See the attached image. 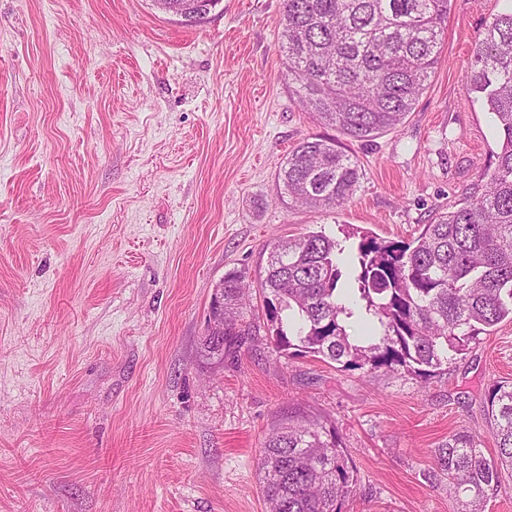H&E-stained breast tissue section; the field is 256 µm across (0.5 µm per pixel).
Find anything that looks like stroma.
<instances>
[{"instance_id": "1", "label": "stroma", "mask_w": 512, "mask_h": 512, "mask_svg": "<svg viewBox=\"0 0 512 512\" xmlns=\"http://www.w3.org/2000/svg\"><path fill=\"white\" fill-rule=\"evenodd\" d=\"M284 0H219L198 24L152 0H0V512H265L278 423L339 436L342 512H458L424 476L465 430L496 441L486 394L512 381V323L447 374L342 370L253 334L202 358L226 273L269 245L353 227L409 242L483 188L500 150L465 73L503 0H450L439 62L395 129L354 141L303 112L278 51ZM322 137L364 173L337 209L289 203L278 174Z\"/></svg>"}]
</instances>
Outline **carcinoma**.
Returning <instances> with one entry per match:
<instances>
[{"mask_svg": "<svg viewBox=\"0 0 512 512\" xmlns=\"http://www.w3.org/2000/svg\"><path fill=\"white\" fill-rule=\"evenodd\" d=\"M449 0H284L279 52L303 111L343 136L368 141L412 111L438 63ZM200 23L219 0H153ZM465 83L494 115L501 148L480 194L424 226L410 243L322 232L273 244L260 283L278 353L309 354L345 370L403 371L430 378L504 320L512 322V7L495 16L474 48ZM360 165L336 141L306 138L278 176L292 203L338 208L352 197ZM224 275V333L202 356L224 362V344L252 335L244 323L250 285ZM366 322L362 338L346 329ZM497 455L465 431L432 454L425 478L448 483L460 512H482L512 471V384L487 396ZM269 512H339L354 493L353 467L336 434L294 419L266 439L259 462Z\"/></svg>", "mask_w": 512, "mask_h": 512, "instance_id": "obj_1", "label": "carcinoma"}]
</instances>
